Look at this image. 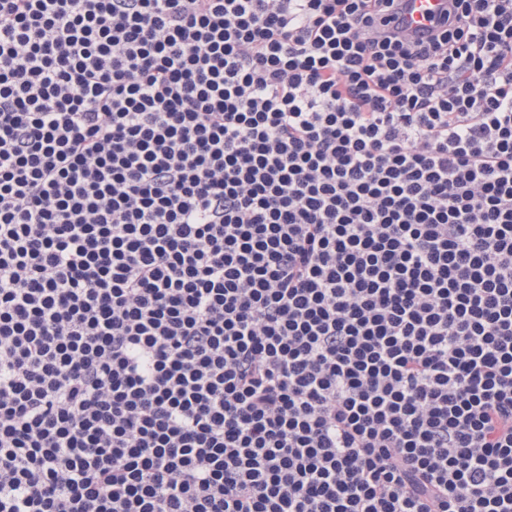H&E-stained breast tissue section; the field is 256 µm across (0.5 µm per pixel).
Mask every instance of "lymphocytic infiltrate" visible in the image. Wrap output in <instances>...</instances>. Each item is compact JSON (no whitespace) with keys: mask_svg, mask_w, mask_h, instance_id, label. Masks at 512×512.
Returning a JSON list of instances; mask_svg holds the SVG:
<instances>
[{"mask_svg":"<svg viewBox=\"0 0 512 512\" xmlns=\"http://www.w3.org/2000/svg\"><path fill=\"white\" fill-rule=\"evenodd\" d=\"M0 0V512H512V0ZM401 26L410 36L427 33L448 8L446 0H404L402 1Z\"/></svg>","mask_w":512,"mask_h":512,"instance_id":"1","label":"lymphocytic infiltrate"}]
</instances>
